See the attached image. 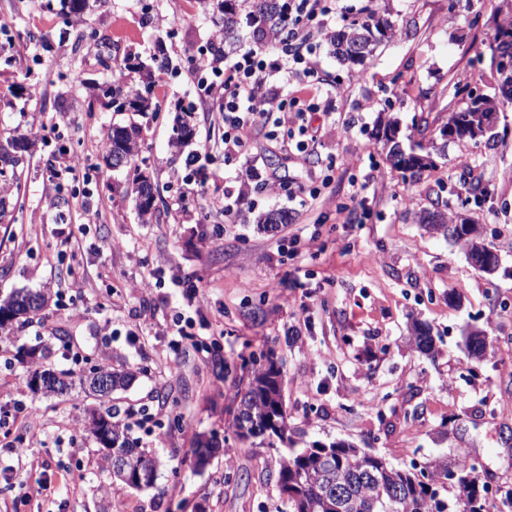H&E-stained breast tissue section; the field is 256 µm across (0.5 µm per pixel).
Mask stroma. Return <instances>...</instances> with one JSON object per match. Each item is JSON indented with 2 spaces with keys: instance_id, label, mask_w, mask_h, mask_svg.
I'll return each mask as SVG.
<instances>
[{
  "instance_id": "1",
  "label": "stroma",
  "mask_w": 512,
  "mask_h": 512,
  "mask_svg": "<svg viewBox=\"0 0 512 512\" xmlns=\"http://www.w3.org/2000/svg\"><path fill=\"white\" fill-rule=\"evenodd\" d=\"M88 3L76 16L67 0H0V143L17 132L32 142L18 181L0 193V296L25 288L48 297L0 347V412L10 416L0 432V512H287L280 443L222 451L250 356L269 350L283 363V400L302 440H348L400 466L474 464L494 489L512 487V104L499 109L498 137L447 142L435 169L414 175L394 168L375 138L388 115L405 144L418 140L421 122L439 127L461 106L456 90L470 68L484 74L480 92L496 94L489 0H343L302 92L319 104L309 153L289 151L280 132L260 125L230 159L221 101L194 74L224 52L220 13L198 12L194 0ZM368 4L398 32L350 68L327 36ZM116 56L150 69L160 105L133 117L139 151L117 171L105 163L106 133L131 117L97 97ZM31 83L39 97L23 94ZM191 104L194 137L172 148V127ZM195 152L213 174L203 185L184 179ZM69 155L82 158L84 174L60 189L53 173ZM138 174L155 188L148 224ZM267 176L282 182L279 194L264 189ZM363 180L368 189L355 192ZM228 188L239 198L232 226L219 209ZM355 193L367 216L347 224L336 208ZM98 204L99 223L81 232L84 208ZM273 210L289 220L264 229L259 219ZM436 211L482 224L500 256L495 275L418 223ZM157 270L161 287L137 292ZM197 289L208 300L201 313ZM417 320L433 330L432 355L409 341ZM474 328L491 341L479 361L465 343ZM87 361L136 376L106 400L77 388L46 397L27 385L34 369L76 372ZM128 409L140 413L132 439L160 463L146 490L113 480L85 424L91 412ZM202 441L213 446L203 462Z\"/></svg>"
}]
</instances>
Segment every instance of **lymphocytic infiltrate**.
Wrapping results in <instances>:
<instances>
[{
    "label": "lymphocytic infiltrate",
    "instance_id": "obj_1",
    "mask_svg": "<svg viewBox=\"0 0 512 512\" xmlns=\"http://www.w3.org/2000/svg\"><path fill=\"white\" fill-rule=\"evenodd\" d=\"M288 15V37L279 41L276 60L253 49L239 54L227 65L211 63L200 69L199 82L209 91H220L224 112V151H239L248 130L258 123H273L287 130L285 145L306 152L311 130L305 110L287 109L284 101L268 94L265 79L269 72L288 62V78L304 82L313 77L317 61L311 45L317 36L315 20L337 11L340 0H283Z\"/></svg>",
    "mask_w": 512,
    "mask_h": 512
}]
</instances>
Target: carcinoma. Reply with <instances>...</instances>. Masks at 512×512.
Returning a JSON list of instances; mask_svg holds the SVG:
<instances>
[{
    "mask_svg": "<svg viewBox=\"0 0 512 512\" xmlns=\"http://www.w3.org/2000/svg\"><path fill=\"white\" fill-rule=\"evenodd\" d=\"M253 18L263 24L259 32L268 29L284 32L288 27V16L281 13L278 0H251ZM239 0H220L219 10L224 14V43L234 39L237 25ZM499 10L504 19L497 24L494 39L507 38L508 55L498 63L500 79L499 97L512 100V0H500ZM396 25L390 19L371 13L364 20L354 21L329 37L336 55L341 60L355 66L373 54L385 40L394 37ZM130 69L127 59L112 66L114 81L101 88L116 112H156L159 104L152 99V83L147 80L139 89L127 93L121 89L124 71ZM481 81L479 72L474 71L466 83L468 101L465 105L448 113L446 122L438 132L450 126L466 125L470 128L469 139L477 140L486 136L494 138L498 133L485 132V121L497 111L495 98L475 94L471 85ZM193 126L183 118L173 127L172 146L179 148L193 137ZM140 128L137 126L114 125L106 138L107 158L123 153L131 159L138 152ZM387 149V156L393 165L404 173L432 168V151L436 150V139L428 143H417L421 157L409 155L402 142L394 136L381 138ZM419 222L436 233L452 240L462 247L467 256L473 255L474 244L470 237V226L474 219L462 215L452 218L443 213H428L419 217ZM47 303L43 293L16 291L0 299V310L7 307L11 318L0 320V334L10 332L9 326L20 318L37 312ZM410 341L417 351L430 355L434 351V340L430 328L415 322ZM467 348L474 360L483 357L485 337L471 332L467 337ZM251 374L246 387L240 393L238 413L235 417L233 434L236 439L275 437L287 449L279 458L277 484L288 491V512H337L336 505L343 504L342 512H380L370 505L375 480H380L385 489L384 502L389 512H486L488 489L480 481L476 471L470 470L450 479L445 461L427 462L419 467L392 465L385 457L369 455L353 444L339 440L329 443L331 451L322 455L318 442L313 441L297 447L296 432L290 427L288 411L282 398L281 375L272 371L273 353H263L260 358L251 360ZM105 372L112 378V389L124 388L134 377L129 369L115 370L110 366L99 365L79 377L80 385L88 388L89 376ZM41 376L49 377L43 394L63 395L72 385L68 373H54L43 369ZM103 427L112 434V444L126 458L125 469H112V477L124 485H131L129 474L145 472V487L153 486L157 477L158 460L152 452L139 448L130 439V426H118L112 421V413L106 412ZM451 481L455 490L454 499H448L445 481Z\"/></svg>",
    "mask_w": 512,
    "mask_h": 512,
    "instance_id": "cac0c4a2",
    "label": "carcinoma"
}]
</instances>
